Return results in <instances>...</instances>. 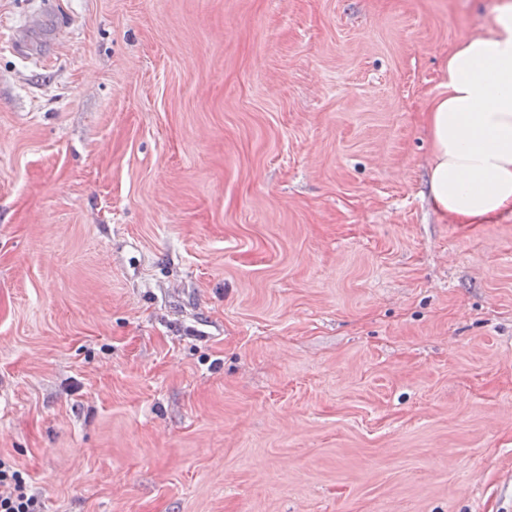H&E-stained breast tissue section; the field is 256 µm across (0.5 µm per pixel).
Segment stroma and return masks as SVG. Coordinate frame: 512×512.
<instances>
[{"mask_svg": "<svg viewBox=\"0 0 512 512\" xmlns=\"http://www.w3.org/2000/svg\"><path fill=\"white\" fill-rule=\"evenodd\" d=\"M497 0H0V459L44 512H512V213L430 209Z\"/></svg>", "mask_w": 512, "mask_h": 512, "instance_id": "stroma-1", "label": "stroma"}]
</instances>
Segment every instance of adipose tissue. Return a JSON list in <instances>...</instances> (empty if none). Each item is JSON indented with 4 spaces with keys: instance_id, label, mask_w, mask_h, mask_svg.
I'll return each mask as SVG.
<instances>
[{
    "instance_id": "obj_1",
    "label": "adipose tissue",
    "mask_w": 512,
    "mask_h": 512,
    "mask_svg": "<svg viewBox=\"0 0 512 512\" xmlns=\"http://www.w3.org/2000/svg\"><path fill=\"white\" fill-rule=\"evenodd\" d=\"M440 78L426 114L430 203L443 220L484 224L512 212V0L487 35L455 45Z\"/></svg>"
}]
</instances>
